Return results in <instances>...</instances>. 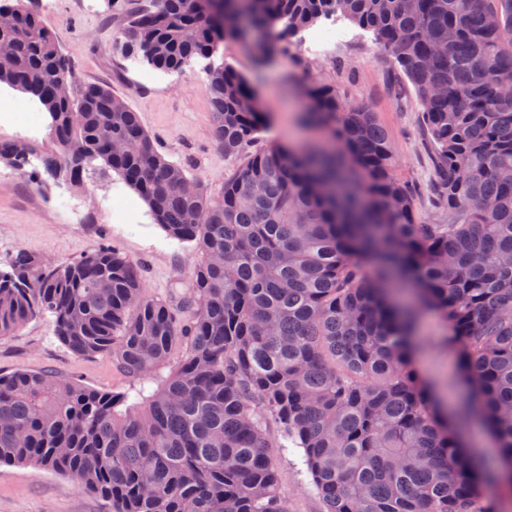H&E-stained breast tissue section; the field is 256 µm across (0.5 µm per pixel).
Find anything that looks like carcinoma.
<instances>
[{"mask_svg": "<svg viewBox=\"0 0 512 512\" xmlns=\"http://www.w3.org/2000/svg\"><path fill=\"white\" fill-rule=\"evenodd\" d=\"M6 9L0 83L38 99L52 148L0 141V159L23 171L40 155L37 188L44 171L77 185L114 171L200 259L173 306L108 247L64 266L17 251L0 269V336L48 313L72 354L110 352L143 381L183 355L124 414L54 372L0 374V462L64 473L109 512H288L274 448L291 444L323 512H496L464 433L483 427L498 448L488 484H512V0H153L117 37L126 58L178 70L227 40L260 68L330 17L373 32L420 101L446 224L415 219L386 131L329 83L304 89L305 119L339 149L246 153L264 118L227 63L206 87L215 141L238 165L219 198L186 193V170L108 88L58 98L77 76L53 32L22 0ZM426 312L459 354L466 396L452 414L413 360Z\"/></svg>", "mask_w": 512, "mask_h": 512, "instance_id": "obj_1", "label": "carcinoma"}]
</instances>
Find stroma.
<instances>
[{
	"label": "stroma",
	"mask_w": 512,
	"mask_h": 512,
	"mask_svg": "<svg viewBox=\"0 0 512 512\" xmlns=\"http://www.w3.org/2000/svg\"><path fill=\"white\" fill-rule=\"evenodd\" d=\"M54 33L79 84L100 85L121 96L137 112L160 153L183 165L208 195L219 196L235 166L213 135L206 89L207 59L198 57L179 71H162L128 60L114 42L129 13L146 0H25ZM345 32L326 51L293 44L257 70L252 50L236 41L224 44L223 60L248 79L266 123L253 147L318 146L323 133L304 121L305 86L327 81L344 98L364 104L388 134L396 175L414 192L417 219L444 224L448 208L436 189L433 144L412 84L373 34L345 19ZM106 245L141 268L145 292L163 300L187 293L198 251L193 243L171 239L154 224L146 203L117 175L74 186L49 181L35 190L27 178L0 161V264L24 248L52 264L78 258ZM440 319L426 314L418 328L416 363L438 392L456 396L461 388L457 355L438 345ZM52 371L80 384L118 396L119 412H134L138 380L118 370L111 354L79 358L54 336L49 317L29 320L14 335L0 337V373ZM279 490L289 512H323L297 453L276 458ZM0 512H108L94 491L69 476L30 464L0 463Z\"/></svg>",
	"instance_id": "obj_1"
}]
</instances>
